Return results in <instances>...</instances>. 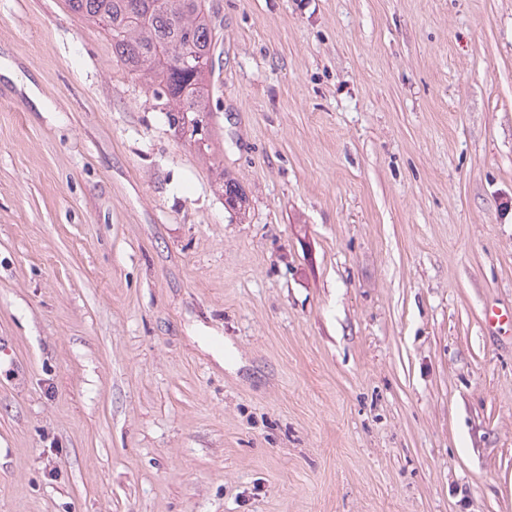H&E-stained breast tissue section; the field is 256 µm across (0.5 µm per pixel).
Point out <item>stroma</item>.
<instances>
[{
	"label": "stroma",
	"mask_w": 512,
	"mask_h": 512,
	"mask_svg": "<svg viewBox=\"0 0 512 512\" xmlns=\"http://www.w3.org/2000/svg\"><path fill=\"white\" fill-rule=\"evenodd\" d=\"M207 5L193 136L0 0V512H512V0Z\"/></svg>",
	"instance_id": "35a3bbf8"
}]
</instances>
